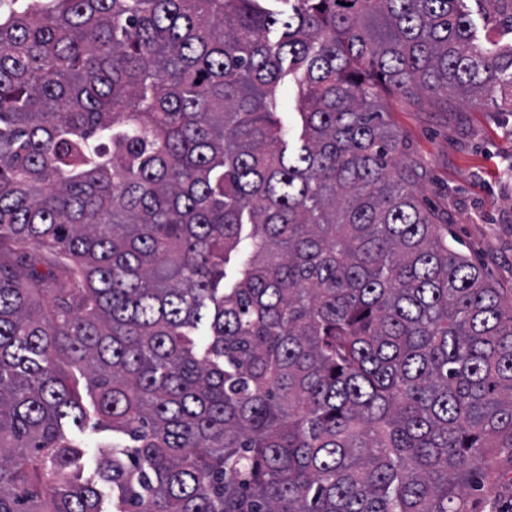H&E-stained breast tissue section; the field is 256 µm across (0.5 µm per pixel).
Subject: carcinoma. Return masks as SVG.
Instances as JSON below:
<instances>
[{
  "mask_svg": "<svg viewBox=\"0 0 512 512\" xmlns=\"http://www.w3.org/2000/svg\"><path fill=\"white\" fill-rule=\"evenodd\" d=\"M0 1V512H465L512 472V302L376 92L512 107V0ZM279 94L281 102L280 112H282L280 116L282 122L291 129L294 127L297 120V114L294 112H298L296 107V87L294 86L293 81H289L288 87V78L285 79L280 86ZM88 412L89 418L83 430L79 431L77 428L72 427V435L84 452L82 460L84 465L83 478L93 476L96 461L101 451L105 450V448H100V446L110 442L109 440L112 436V432L110 431L101 432L94 430L92 426L96 422V416L93 414L90 406H88Z\"/></svg>",
  "mask_w": 512,
  "mask_h": 512,
  "instance_id": "1",
  "label": "carcinoma"
}]
</instances>
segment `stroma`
<instances>
[{"instance_id": "obj_1", "label": "stroma", "mask_w": 512, "mask_h": 512, "mask_svg": "<svg viewBox=\"0 0 512 512\" xmlns=\"http://www.w3.org/2000/svg\"><path fill=\"white\" fill-rule=\"evenodd\" d=\"M399 156L416 170L415 189L448 239L512 299V112L458 96L447 106L381 96ZM467 512H512V484L490 468Z\"/></svg>"}]
</instances>
